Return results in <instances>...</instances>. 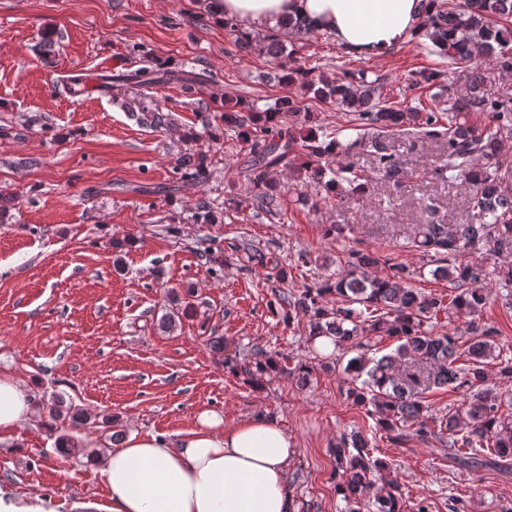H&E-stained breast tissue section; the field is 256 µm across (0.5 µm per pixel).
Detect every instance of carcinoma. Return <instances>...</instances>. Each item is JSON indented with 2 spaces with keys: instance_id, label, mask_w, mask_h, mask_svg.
<instances>
[{
  "instance_id": "carcinoma-1",
  "label": "carcinoma",
  "mask_w": 512,
  "mask_h": 512,
  "mask_svg": "<svg viewBox=\"0 0 512 512\" xmlns=\"http://www.w3.org/2000/svg\"><path fill=\"white\" fill-rule=\"evenodd\" d=\"M498 19L512 20V0H427L424 30L429 54L464 66L467 80L464 93L431 94L428 104L420 101L415 106L391 100L381 79H371L364 71L325 74L314 66H291L288 59L296 49L286 50L277 35L240 33L235 40L239 51L264 56L272 79L297 84L302 93L278 98L263 109L241 97L226 96L223 103L224 127L247 150L246 207L254 220L281 214L282 190L274 180L281 168L317 180L325 190L323 200L339 202L348 195L370 193L371 180L363 175L360 152L370 156L383 180L399 185L407 172L394 136L443 141L446 150L433 174L467 190L475 222L418 224L409 247L422 255L434 278L453 286L451 294L422 293L412 286L419 271L350 248L336 256V264L343 267L338 276L324 277L297 295L284 293L280 301L288 307L286 317L307 318L313 346L319 337L331 339L338 350L369 336L396 339V349L378 359L360 353L343 366L342 358H334L350 377L346 399L375 417L377 429L392 442L404 441L411 433L423 440L448 438V450L468 467L512 460V417L500 412L505 399L501 385L512 386V359L498 352V329L476 319L488 300V287L482 283L486 271L464 257L470 249L496 255L512 244V182L502 172L501 143L502 130L512 127V99L486 96L480 66V59L496 53L505 68H512V29L498 27ZM444 76L441 69H423L411 74V83L416 88L440 87ZM123 81L155 86L161 77L153 69L141 68ZM307 97L333 101L352 113L350 130L356 137L342 142L338 133L314 124L306 111ZM475 114L485 115L486 122H472ZM175 168L187 180L209 176L204 155L188 161L179 158ZM248 258L273 266L279 279L288 278L273 254L254 250ZM492 273L497 287L505 291L504 299H512V264L500 263ZM441 315L450 322L471 318L468 339L462 343L453 333H434ZM493 361L498 362L494 383L487 371ZM243 370L259 380L278 371L279 365L257 352ZM432 387L461 394V403L438 418L428 417L423 394ZM47 407V427L59 445L66 440L62 428L76 429L90 418L59 393L51 395ZM370 443L360 430L336 441V466L346 474L338 492L352 505L350 512H359L361 505L368 512H403L397 482L388 479L376 486L375 474L385 462L370 455Z\"/></svg>"
}]
</instances>
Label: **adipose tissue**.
<instances>
[{
    "label": "adipose tissue",
    "mask_w": 512,
    "mask_h": 512,
    "mask_svg": "<svg viewBox=\"0 0 512 512\" xmlns=\"http://www.w3.org/2000/svg\"><path fill=\"white\" fill-rule=\"evenodd\" d=\"M214 17L289 38L313 23L357 60L382 57L423 20L422 0H209ZM33 397L13 373L0 372V439L37 420ZM295 445L277 421L225 424L204 410L174 439L126 432L95 459L105 503L73 502L70 512H292L286 487Z\"/></svg>",
    "instance_id": "1"
}]
</instances>
